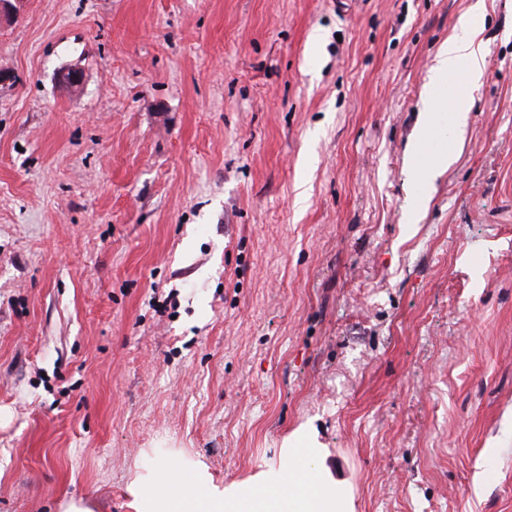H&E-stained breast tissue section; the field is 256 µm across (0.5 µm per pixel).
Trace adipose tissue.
I'll use <instances>...</instances> for the list:
<instances>
[{"label":"adipose tissue","instance_id":"obj_1","mask_svg":"<svg viewBox=\"0 0 512 512\" xmlns=\"http://www.w3.org/2000/svg\"><path fill=\"white\" fill-rule=\"evenodd\" d=\"M481 31V23L470 16H462L455 33L437 52L432 66V79L436 82L462 70L467 73L462 86L451 91L454 123L461 130L467 124L471 93L484 75L485 48Z\"/></svg>","mask_w":512,"mask_h":512}]
</instances>
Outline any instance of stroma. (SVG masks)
<instances>
[{"instance_id": "35a3bbf8", "label": "stroma", "mask_w": 512, "mask_h": 512, "mask_svg": "<svg viewBox=\"0 0 512 512\" xmlns=\"http://www.w3.org/2000/svg\"><path fill=\"white\" fill-rule=\"evenodd\" d=\"M1 66L0 512L306 429L355 512H512V0H23ZM481 31L482 21L462 16L455 33L437 52L432 66L431 95L439 87L438 82L449 74L460 70L467 73L462 86L451 91L453 119L461 134L467 124L471 93L481 82L485 70V48L479 39Z\"/></svg>"}]
</instances>
